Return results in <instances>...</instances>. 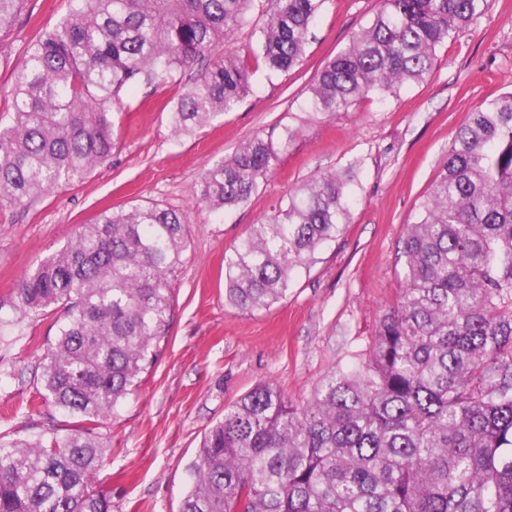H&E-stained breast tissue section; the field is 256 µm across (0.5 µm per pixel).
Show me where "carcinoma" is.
Segmentation results:
<instances>
[{
	"label": "carcinoma",
	"instance_id": "cac0c4a2",
	"mask_svg": "<svg viewBox=\"0 0 512 512\" xmlns=\"http://www.w3.org/2000/svg\"><path fill=\"white\" fill-rule=\"evenodd\" d=\"M70 0L27 47L0 125V206H25L109 161L112 105L142 79L204 63L169 112L190 135L253 93L259 69L301 65L325 0ZM22 0H0V29ZM490 0H381L368 26L317 72L304 109L347 112L398 97ZM279 160L256 135L214 161L199 199L248 204ZM357 164L314 177L224 253V299L253 312L287 299L318 249L343 233ZM187 214L157 204L107 209L30 270L18 316L65 320L41 359L42 401L71 419L63 435L0 436V512H112L94 490L106 457L94 425L138 385L174 315ZM404 280L368 349L327 371L294 404L261 383L227 407L189 464L180 512H512V91L469 113L399 247Z\"/></svg>",
	"mask_w": 512,
	"mask_h": 512
}]
</instances>
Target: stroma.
Returning <instances> with one entry per match:
<instances>
[{
  "instance_id": "stroma-1",
  "label": "stroma",
  "mask_w": 512,
  "mask_h": 512,
  "mask_svg": "<svg viewBox=\"0 0 512 512\" xmlns=\"http://www.w3.org/2000/svg\"><path fill=\"white\" fill-rule=\"evenodd\" d=\"M68 6L24 0L0 31V113L11 104V76L28 43ZM378 8L379 0H325L302 64L285 74L257 71L253 96L190 136L173 135L169 110L195 70L165 84L141 82L123 97L133 110L104 166L26 207L0 208V434L18 439L70 426L37 394L40 359L64 315L16 319L11 301L22 277L105 209L156 203L190 218L160 356L97 430L108 454L93 482L111 496L112 512H179L191 483L188 465L228 405L261 382L302 402L325 372L368 348L379 316L399 295L404 228L459 126L487 99L512 90V0H492L476 25L438 49L425 79L398 98L372 96L333 115L305 111L316 72ZM286 126L296 135L280 146L277 169L247 205L216 215L199 203V181L213 160L254 136L279 138ZM353 161L360 192L350 221L287 299L252 313L228 305L225 251L290 190Z\"/></svg>"
}]
</instances>
